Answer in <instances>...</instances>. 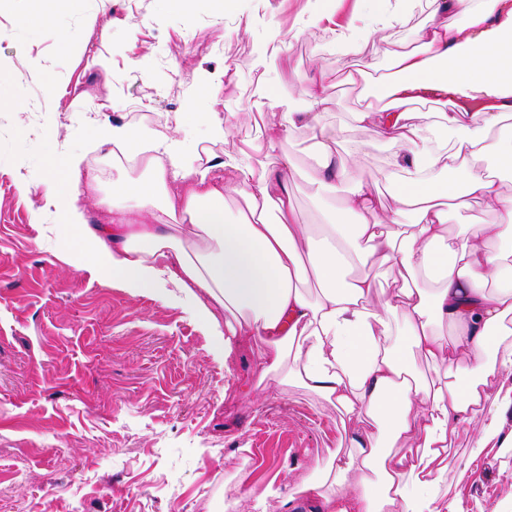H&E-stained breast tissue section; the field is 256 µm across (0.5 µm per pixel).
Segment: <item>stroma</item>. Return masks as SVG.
Listing matches in <instances>:
<instances>
[{
	"mask_svg": "<svg viewBox=\"0 0 512 512\" xmlns=\"http://www.w3.org/2000/svg\"><path fill=\"white\" fill-rule=\"evenodd\" d=\"M383 0H74L50 24L37 0L0 12V512H272L243 501L247 489L291 495L344 434L335 408L293 383L261 378V343L225 356L199 306L174 284L149 291L81 269L69 230L45 209L51 166L86 150L99 196L138 177L140 165L86 148L84 118L146 125L185 112H215L230 131L220 158L296 164L290 175L299 220L323 216L304 177L312 132L294 128L268 149L285 89L301 90L337 66L324 40ZM318 25H311V18ZM426 0L364 46L361 60L388 72L393 50L419 44ZM282 51L268 74L255 59ZM322 125L362 144L372 188L393 145L351 127L360 86L324 89ZM265 102L254 111L255 102ZM474 417L453 443L446 504L512 512V411L485 447Z\"/></svg>",
	"mask_w": 512,
	"mask_h": 512,
	"instance_id": "stroma-1",
	"label": "stroma"
}]
</instances>
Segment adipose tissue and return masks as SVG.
I'll return each mask as SVG.
<instances>
[{
  "mask_svg": "<svg viewBox=\"0 0 512 512\" xmlns=\"http://www.w3.org/2000/svg\"><path fill=\"white\" fill-rule=\"evenodd\" d=\"M430 27L419 47L396 50L390 72L371 64L348 71L363 81L367 106L355 128L393 144L385 180L391 205L374 196L356 169L359 141L337 147L321 130L323 90L334 70L297 96L298 111L271 124L269 143L300 124L314 133L320 192L339 193L327 223H298L288 174L294 164L260 168L239 158L200 165L180 130L184 113L156 130L87 122L92 140L142 159L149 177L114 186L119 204L106 224L87 223L81 184L98 177L80 152L66 155L46 198L68 224L83 268L107 281L151 289L168 279L200 294V314L225 352L261 342L262 375L283 376L332 404L356 430L344 456L315 466L305 496L317 512H442L436 485L448 468V439L484 411L512 405V197L478 168L493 156L512 170V134L495 129L512 114V0H428ZM417 0L368 12L337 28L340 57L358 54L377 32L400 22ZM468 16L449 25L450 10ZM457 130L434 146L418 107ZM70 185L66 197L56 182ZM243 205L229 209V196ZM484 204L480 223L448 234L451 213ZM187 222L178 236L173 218ZM363 266L352 274V266ZM405 283L377 292V271ZM316 283L307 294L306 283ZM438 372L422 383L419 362Z\"/></svg>",
  "mask_w": 512,
  "mask_h": 512,
  "instance_id": "obj_1",
  "label": "adipose tissue"
}]
</instances>
